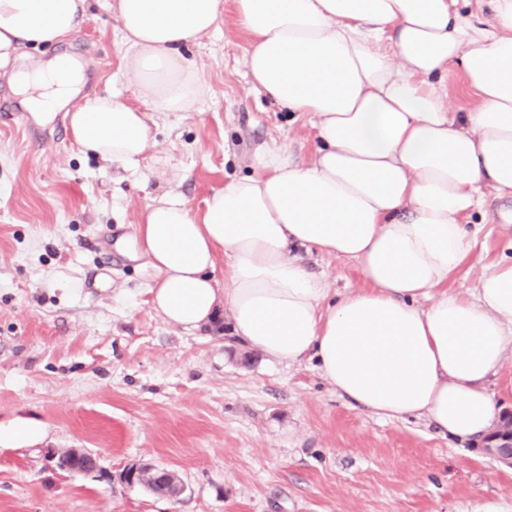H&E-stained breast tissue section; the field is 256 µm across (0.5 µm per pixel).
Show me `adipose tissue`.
Here are the masks:
<instances>
[{
	"label": "adipose tissue",
	"instance_id": "1",
	"mask_svg": "<svg viewBox=\"0 0 512 512\" xmlns=\"http://www.w3.org/2000/svg\"><path fill=\"white\" fill-rule=\"evenodd\" d=\"M251 36L253 84L313 114L319 146L303 163L274 147L262 175L225 183L193 212L152 199L123 245L152 273V306L192 331L230 313L233 336L264 355L313 360L340 395L389 420L426 417L461 439L484 436L494 402L482 381L512 349V261L470 296L447 291L476 240L462 219L481 188L512 194V0L482 20L458 0H234ZM88 0H0V69L23 45L71 36ZM223 0H111L138 95L184 112L205 93L186 49ZM458 66L477 106L449 111L437 76ZM35 119L53 120L82 68L56 57L16 71ZM67 112L82 151L138 173L155 145L148 113L119 97ZM355 261L366 287L330 299L296 248ZM223 280H216V267Z\"/></svg>",
	"mask_w": 512,
	"mask_h": 512
}]
</instances>
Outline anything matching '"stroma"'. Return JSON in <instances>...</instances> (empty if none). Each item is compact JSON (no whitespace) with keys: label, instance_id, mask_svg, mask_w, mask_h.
Segmentation results:
<instances>
[{"label":"stroma","instance_id":"1","mask_svg":"<svg viewBox=\"0 0 512 512\" xmlns=\"http://www.w3.org/2000/svg\"><path fill=\"white\" fill-rule=\"evenodd\" d=\"M190 47L205 94L186 112H151L126 68L120 23L92 0L67 39L25 59L67 53L82 92L152 114L155 147L130 175L85 154L62 117L37 122L0 71V420L28 416L42 442L0 447V512H512V470L423 418H379L336 393L313 363L288 365L230 334L228 315L188 332L152 307V273L103 244L131 234L151 198L172 190L194 211L225 182L261 174L284 147L305 161L314 117L286 112L253 85L250 37L234 0ZM512 199L487 192L471 256L448 281L472 293L512 257ZM331 295L365 287L358 265L297 252ZM80 448L99 468L73 475L47 459ZM132 464L174 471L176 500L130 487Z\"/></svg>","mask_w":512,"mask_h":512}]
</instances>
